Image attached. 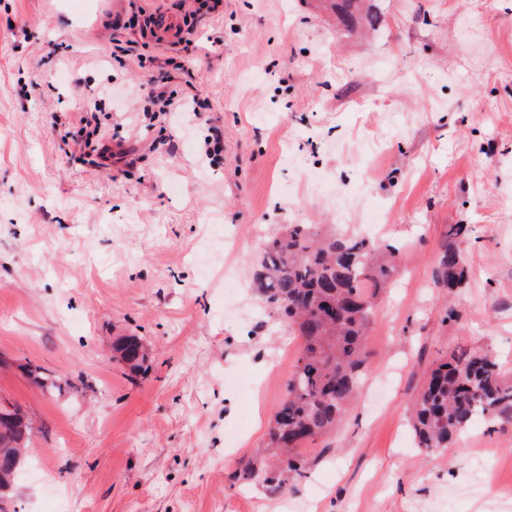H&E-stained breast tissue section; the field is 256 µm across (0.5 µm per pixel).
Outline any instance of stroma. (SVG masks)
<instances>
[{"instance_id": "35a3bbf8", "label": "stroma", "mask_w": 512, "mask_h": 512, "mask_svg": "<svg viewBox=\"0 0 512 512\" xmlns=\"http://www.w3.org/2000/svg\"><path fill=\"white\" fill-rule=\"evenodd\" d=\"M368 5L357 41L313 0H0V399L36 419L0 512H512V422L435 450L407 420L451 350L512 383V0ZM168 57V95L205 110L150 115ZM93 110L104 168L73 150ZM375 222L400 274L358 401L294 487L233 481L300 345L249 286L263 239ZM452 224L473 234L447 302ZM118 336L142 339L145 372ZM472 228L468 224H452L448 227L440 245V258L435 271V283L439 288H459L465 281L464 260L458 243L469 239ZM112 349L119 354V359L137 374L147 360L148 351L142 340L137 336H119L112 344Z\"/></svg>"}]
</instances>
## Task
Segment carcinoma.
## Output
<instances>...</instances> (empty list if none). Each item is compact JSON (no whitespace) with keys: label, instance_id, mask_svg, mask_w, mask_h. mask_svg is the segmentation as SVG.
Masks as SVG:
<instances>
[{"label":"carcinoma","instance_id":"carcinoma-1","mask_svg":"<svg viewBox=\"0 0 512 512\" xmlns=\"http://www.w3.org/2000/svg\"><path fill=\"white\" fill-rule=\"evenodd\" d=\"M346 19L363 0H318ZM468 224H450L440 245L435 283L449 290L465 281L459 243L469 239ZM397 250L360 234L321 231L312 224H286L262 243L251 287L301 344L286 381V393L273 415L266 447L234 478L256 477L279 491L305 477L303 445L336 431L358 394L367 359L366 338L376 293L399 273ZM136 374L148 351L137 336L112 344ZM27 377L47 389L61 380L42 366H23ZM512 421V385L502 380L499 363L481 351L458 350L425 373L411 409V426L421 448H449L478 419ZM34 427L21 411L0 401V488L14 484L13 458L28 447Z\"/></svg>","mask_w":512,"mask_h":512}]
</instances>
